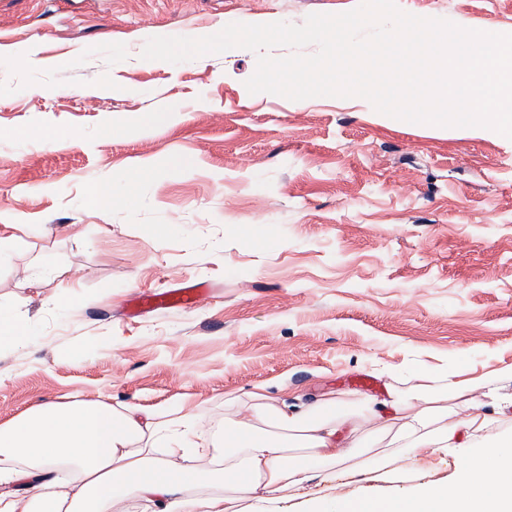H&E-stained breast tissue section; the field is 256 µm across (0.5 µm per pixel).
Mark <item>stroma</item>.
Here are the masks:
<instances>
[{
	"label": "stroma",
	"mask_w": 512,
	"mask_h": 512,
	"mask_svg": "<svg viewBox=\"0 0 512 512\" xmlns=\"http://www.w3.org/2000/svg\"><path fill=\"white\" fill-rule=\"evenodd\" d=\"M358 0H0V311L32 328L0 353V423L41 401L154 411L256 388L342 409L414 367L512 368V140L398 120L365 99L249 94L257 54L170 64L155 36L303 24ZM512 34V0H397ZM113 196L101 208L100 186ZM206 282L190 309L134 312ZM321 477L232 512L419 484Z\"/></svg>",
	"instance_id": "obj_1"
}]
</instances>
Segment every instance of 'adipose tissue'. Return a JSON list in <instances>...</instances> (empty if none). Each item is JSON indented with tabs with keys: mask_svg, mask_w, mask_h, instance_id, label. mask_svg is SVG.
<instances>
[{
	"mask_svg": "<svg viewBox=\"0 0 512 512\" xmlns=\"http://www.w3.org/2000/svg\"><path fill=\"white\" fill-rule=\"evenodd\" d=\"M512 369L465 379L411 370L402 387L367 404L385 422L384 448L360 447L358 419L326 394L288 409L250 393L246 419L201 434L191 404L145 411L97 400L46 401L0 424V512H113L144 500L159 512H229L233 499H273L334 469L425 473L512 405L503 390ZM165 439L162 455L153 447ZM450 479L388 498L340 501L336 512H512V440L486 441Z\"/></svg>",
	"mask_w": 512,
	"mask_h": 512,
	"instance_id": "adipose-tissue-1",
	"label": "adipose tissue"
}]
</instances>
